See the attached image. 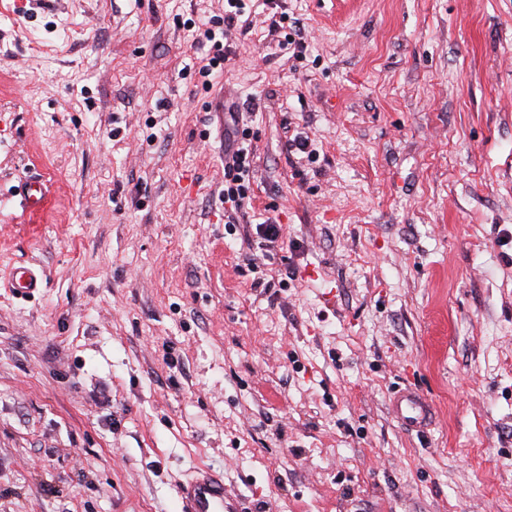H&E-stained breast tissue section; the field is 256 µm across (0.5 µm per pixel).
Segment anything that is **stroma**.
Returning a JSON list of instances; mask_svg holds the SVG:
<instances>
[{
    "mask_svg": "<svg viewBox=\"0 0 512 512\" xmlns=\"http://www.w3.org/2000/svg\"><path fill=\"white\" fill-rule=\"evenodd\" d=\"M273 9L303 56L254 20L206 89L224 0H0V512H176L203 467L241 512H512V0ZM250 98L265 251L218 199ZM24 208L29 214L42 211L46 206L47 194L39 180L26 183L22 189ZM250 226H255L253 232L256 235V238L262 240L258 243L259 248L261 249H263V246L274 247V244L278 243L279 239L282 238L281 224H278L275 217H267L260 224ZM10 283L16 297L31 298L39 291L38 276L35 271L26 265H14L10 270ZM390 410L404 429L420 431L428 424L433 407L428 399L419 392L402 389L394 394Z\"/></svg>",
    "mask_w": 512,
    "mask_h": 512,
    "instance_id": "obj_1",
    "label": "stroma"
}]
</instances>
